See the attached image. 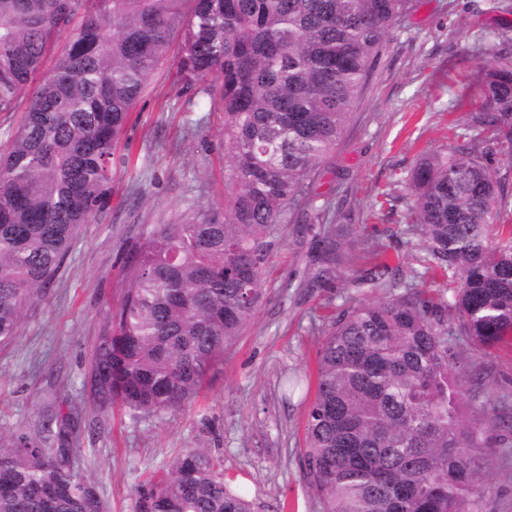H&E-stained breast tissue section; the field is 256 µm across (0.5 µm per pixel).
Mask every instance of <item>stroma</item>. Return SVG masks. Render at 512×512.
<instances>
[{
    "instance_id": "1",
    "label": "stroma",
    "mask_w": 512,
    "mask_h": 512,
    "mask_svg": "<svg viewBox=\"0 0 512 512\" xmlns=\"http://www.w3.org/2000/svg\"><path fill=\"white\" fill-rule=\"evenodd\" d=\"M512 64V0H413L390 29L336 149L324 161L314 206L350 211L341 263L316 283L321 227L275 225L260 298L206 384L180 409L132 420L121 404L100 412L82 394L103 317L120 304L124 261L153 225L199 205H222L231 182L220 97L184 85L175 61L157 70L130 113L123 138L135 158L117 170L112 200L84 225L60 272L28 312L14 345L0 350V429L34 431L46 407L80 418L75 467L108 512H140L184 449H208L225 480L246 490L254 512H324L304 466L321 331L340 309L389 296L353 283L367 243L387 248L397 279L421 273L448 288L447 270L425 268V243L408 230L406 179L419 157L453 144L482 101L489 65ZM494 377L481 400L512 406V346L485 357ZM480 512H512V447H490Z\"/></svg>"
}]
</instances>
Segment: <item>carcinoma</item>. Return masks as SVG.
Returning a JSON list of instances; mask_svg holds the SVG:
<instances>
[{
	"label": "carcinoma",
	"instance_id": "carcinoma-1",
	"mask_svg": "<svg viewBox=\"0 0 512 512\" xmlns=\"http://www.w3.org/2000/svg\"><path fill=\"white\" fill-rule=\"evenodd\" d=\"M412 0H0V113H21L0 152V348L112 198V158L160 65L211 83L232 172L222 208L156 224L127 255L120 305L99 326L89 398L134 419L180 408L258 299L267 237L306 212L372 60ZM63 48L50 74L44 58ZM484 102L448 150L409 174L410 218L455 279L342 309L323 331L304 463L326 512H475L487 431L512 444V409L477 398L493 378L464 353L512 345V236L490 165L512 142V65L482 78ZM329 260L345 225L313 209ZM355 283L394 287L385 248ZM78 418L0 431V512H107L74 469ZM142 512H252L209 451L189 448L142 496Z\"/></svg>",
	"mask_w": 512,
	"mask_h": 512
}]
</instances>
